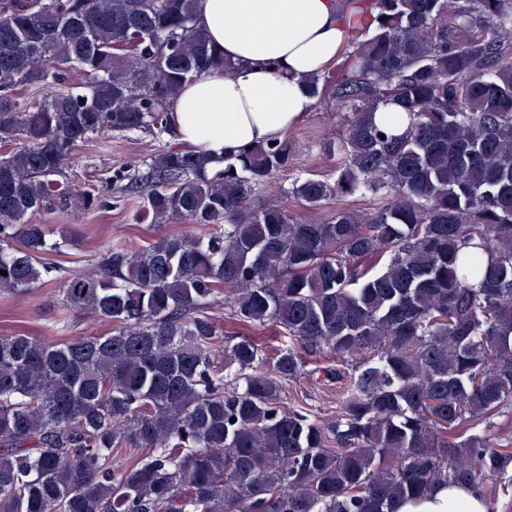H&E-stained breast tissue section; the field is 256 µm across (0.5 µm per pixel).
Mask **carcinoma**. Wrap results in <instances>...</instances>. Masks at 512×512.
<instances>
[{"instance_id":"cac0c4a2","label":"carcinoma","mask_w":512,"mask_h":512,"mask_svg":"<svg viewBox=\"0 0 512 512\" xmlns=\"http://www.w3.org/2000/svg\"><path fill=\"white\" fill-rule=\"evenodd\" d=\"M196 4L0 0V294L56 283L65 310L110 326L0 337V512H391L441 484L488 493L512 463L481 428L512 405V0H372L311 87L336 99V168L286 189V139L219 169L164 141L183 84L235 70ZM384 103L405 132L377 122ZM131 132L164 144L118 191L148 185L142 213L187 230L107 244L89 269L47 261L70 240L34 216L109 206L72 188L78 147ZM367 194L383 207L323 223L279 203ZM221 292L222 364L203 314ZM267 325L290 340L271 360L247 333ZM306 354L351 367L328 418L281 403ZM118 448L133 457L114 466Z\"/></svg>"}]
</instances>
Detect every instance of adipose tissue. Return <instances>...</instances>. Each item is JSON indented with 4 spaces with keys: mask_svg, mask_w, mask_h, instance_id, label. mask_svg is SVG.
Wrapping results in <instances>:
<instances>
[{
    "mask_svg": "<svg viewBox=\"0 0 512 512\" xmlns=\"http://www.w3.org/2000/svg\"><path fill=\"white\" fill-rule=\"evenodd\" d=\"M196 23L236 65L185 85L171 104L179 145L214 160L281 138L310 112L307 79L335 61L347 37L338 0H198ZM395 512H488L469 487L440 486Z\"/></svg>",
    "mask_w": 512,
    "mask_h": 512,
    "instance_id": "1",
    "label": "adipose tissue"
}]
</instances>
